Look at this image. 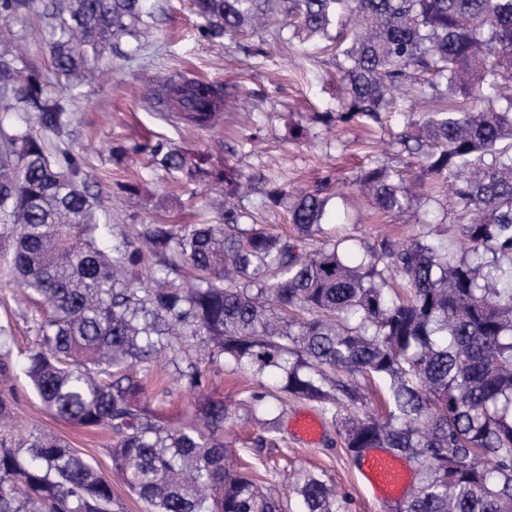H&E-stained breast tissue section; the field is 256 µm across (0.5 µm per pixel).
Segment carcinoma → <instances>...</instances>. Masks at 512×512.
<instances>
[{
    "label": "carcinoma",
    "instance_id": "obj_1",
    "mask_svg": "<svg viewBox=\"0 0 512 512\" xmlns=\"http://www.w3.org/2000/svg\"><path fill=\"white\" fill-rule=\"evenodd\" d=\"M201 38L245 27L293 28L308 42L349 40L339 119L380 121L402 92L435 104L398 135L446 184L464 257L432 232L406 245L358 241L351 263L326 238L329 197L275 187L297 235L273 232L230 201L252 179L204 151L158 139L137 145L152 170L184 186L224 185L218 224L132 225L101 248L106 196L91 193L83 157L61 136L68 105L19 44H0V97L18 125L0 129V236L12 281L48 306L24 369L46 409L112 434V469L148 512H284L226 461L236 411L201 396L202 366L225 362L278 377L280 390L330 415L357 464L382 448L420 458L402 512H512V0H194ZM164 12L161 0H0V22L48 25L52 73L69 91L89 54L120 38L126 62ZM155 99L193 128L214 127L231 102L217 81L169 75ZM356 184L385 212L419 196L374 165ZM196 356L179 370L197 422L174 426L150 406L140 372L160 354ZM387 387L385 419L346 413L358 379ZM268 392L245 404L268 412ZM295 512H344L327 482L293 487ZM112 482L42 434L0 438V512H114Z\"/></svg>",
    "mask_w": 512,
    "mask_h": 512
}]
</instances>
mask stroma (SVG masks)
<instances>
[{
	"mask_svg": "<svg viewBox=\"0 0 512 512\" xmlns=\"http://www.w3.org/2000/svg\"><path fill=\"white\" fill-rule=\"evenodd\" d=\"M200 24L192 0H168L165 14L148 34L151 49L146 67H118L107 50L90 58L84 69L63 140L83 156L88 183L113 190L106 210L108 223L193 224L200 219L199 204L221 193V186L213 184L177 187L162 174L150 173L143 155L129 156L119 166L112 162L114 147L130 148L165 139L183 148L209 152L215 160L236 165L243 174H260V181L253 183L243 203L254 212L258 223L278 233L294 234L295 227L287 207L263 208L272 183L311 191L343 182L347 189L343 196L330 201L327 220L337 235L353 236L372 245L386 236L405 243L425 213L437 237L459 241L458 217L444 185L426 176L420 158L396 142L414 106L412 99H395L377 124L315 122L314 113L339 109L344 57L332 41L318 39L303 45L294 39L286 43L272 33L249 29L236 41L212 43L200 39ZM20 35L26 38L30 62L50 73L45 29L34 19L24 26L0 28V40ZM175 72L227 84L251 112V122L242 121L238 109L232 108L219 126L196 130L176 119L166 105L149 103L153 77ZM376 158L384 160L391 172L405 181H422L421 191L429 198V205L419 204L400 213L378 210L355 185ZM139 177L147 181V194L130 197L115 192L116 184ZM8 249V240H0V325L10 326L12 331L11 370L0 375V393L14 398V428L58 438L112 478L121 512H146L145 503L112 477L110 434L53 416L30 385L23 371L24 357L39 340L45 308L23 300L9 285L4 260ZM174 373L168 357L159 356L147 373L148 386L153 406L173 424L182 425L193 417L194 399L175 382ZM262 385L275 388V377L260 381L225 364L207 369L204 395L238 408L235 418L224 426L230 461L262 486L275 489L282 499H292L293 487L306 474L315 473L345 495L346 512H382L372 488L341 447L330 416L316 403L270 399L271 413L280 419L278 429L267 445L254 446L260 426L239 404ZM301 416L316 421L317 441H304L295 433L294 421Z\"/></svg>",
	"mask_w": 512,
	"mask_h": 512,
	"instance_id": "stroma-1",
	"label": "stroma"
}]
</instances>
